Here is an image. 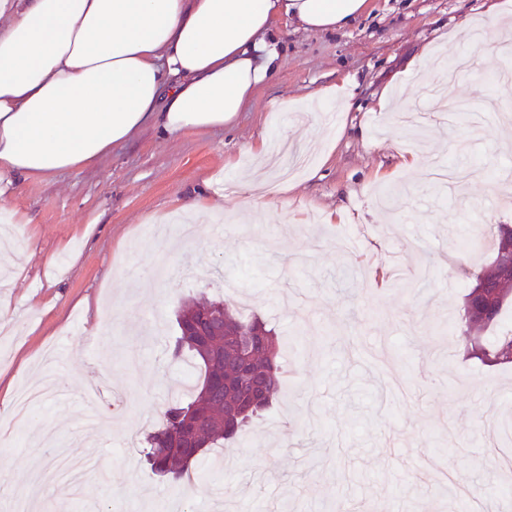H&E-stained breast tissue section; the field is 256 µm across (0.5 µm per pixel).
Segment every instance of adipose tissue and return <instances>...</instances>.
<instances>
[{
    "mask_svg": "<svg viewBox=\"0 0 512 512\" xmlns=\"http://www.w3.org/2000/svg\"><path fill=\"white\" fill-rule=\"evenodd\" d=\"M368 0H0V177L111 155L140 129L233 124L281 65L278 18L351 25Z\"/></svg>",
    "mask_w": 512,
    "mask_h": 512,
    "instance_id": "adipose-tissue-1",
    "label": "adipose tissue"
}]
</instances>
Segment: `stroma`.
Listing matches in <instances>:
<instances>
[{
    "label": "stroma",
    "instance_id": "1",
    "mask_svg": "<svg viewBox=\"0 0 512 512\" xmlns=\"http://www.w3.org/2000/svg\"><path fill=\"white\" fill-rule=\"evenodd\" d=\"M490 0H369L349 27L279 20L281 67L230 126L145 128L94 165L0 181V419L57 350L59 391L0 435V473L25 479L53 448L98 465L33 512H512V365L457 337L468 270L512 225V63ZM344 84L351 107L319 98ZM297 104L277 112L274 102ZM254 174L283 183L241 206ZM190 202L219 214L187 217ZM481 245L465 252L468 237ZM260 316L286 342L289 382L262 420L205 449L188 492L141 441L199 371L172 362L196 295ZM110 406L84 424L83 385Z\"/></svg>",
    "mask_w": 512,
    "mask_h": 512
}]
</instances>
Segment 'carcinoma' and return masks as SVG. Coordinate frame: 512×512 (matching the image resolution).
I'll return each mask as SVG.
<instances>
[{"label":"carcinoma","mask_w":512,"mask_h":512,"mask_svg":"<svg viewBox=\"0 0 512 512\" xmlns=\"http://www.w3.org/2000/svg\"><path fill=\"white\" fill-rule=\"evenodd\" d=\"M493 257H498L506 245L512 241V226L498 224L494 227ZM508 301L497 308L483 309V294L476 288H470L464 296V310L470 311V318L460 326L461 341L467 353L483 362L512 364V330L503 332L490 340L484 333L497 324ZM224 311V342L215 337L207 340L191 333L200 326L202 318L218 310ZM178 335L170 345V356L174 360L184 357L192 359L201 370V380L196 384L190 400L178 401L163 410V423L145 437L143 455L152 471L168 481H179L189 469L202 461L203 449L193 448L185 438L188 429L196 428L200 433V443L212 444L218 440L232 441L245 428L259 419L271 404L273 397L283 385V367L281 354L283 343L275 330L259 317L244 318L237 309L223 300L204 295L192 299L176 315ZM243 328L252 331L260 329L263 335L252 337V342L266 349V354L258 357L252 364L253 379L267 384V395L256 404H245V393L237 387L226 391L213 387L217 377V367L208 363L204 348L213 345L222 355L224 376L235 382L239 378V369L235 362L236 348L246 346L240 336Z\"/></svg>","instance_id":"1"}]
</instances>
